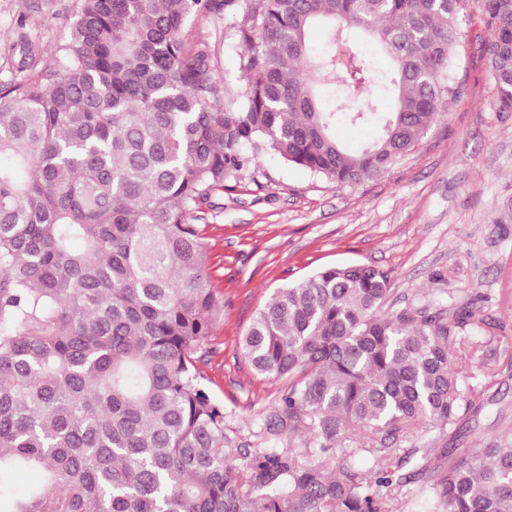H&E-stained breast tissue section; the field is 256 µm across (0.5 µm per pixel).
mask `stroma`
I'll return each instance as SVG.
<instances>
[{
	"instance_id": "stroma-1",
	"label": "stroma",
	"mask_w": 512,
	"mask_h": 512,
	"mask_svg": "<svg viewBox=\"0 0 512 512\" xmlns=\"http://www.w3.org/2000/svg\"><path fill=\"white\" fill-rule=\"evenodd\" d=\"M75 12L76 0H0V72L20 58L8 49L18 29L49 60ZM463 20L468 40L456 70L463 92L388 173L339 187L268 155L230 176L217 194L222 210L205 215L206 274L224 306L200 369L245 447H261L282 385L252 370L240 340L276 289L336 264L388 273L394 307L483 300L480 324L465 330L480 346L481 365L465 385L483 393V410L461 437L417 426L398 447L424 448L432 458L445 448L462 453L482 447L498 418L512 425V112L497 104L482 0H468ZM188 28L238 83L224 21L194 17Z\"/></svg>"
}]
</instances>
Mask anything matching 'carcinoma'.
<instances>
[{"label":"carcinoma","instance_id":"obj_1","mask_svg":"<svg viewBox=\"0 0 512 512\" xmlns=\"http://www.w3.org/2000/svg\"><path fill=\"white\" fill-rule=\"evenodd\" d=\"M79 2L55 59L25 41L0 82V512H389L404 478L432 512H512L506 424L433 468L391 469L407 427L454 436L477 417L454 367L475 360L461 331L476 300L387 309L388 274L357 264L278 289L241 339L257 374L287 381L262 448L235 446L199 368L223 301L198 213L268 153L340 187L402 161L462 94L466 0ZM482 8L512 112V0ZM194 16L230 21L240 84ZM340 124L377 136L351 151ZM304 434L313 447L280 446ZM356 452L370 473L336 464ZM23 471L40 481L7 494Z\"/></svg>","mask_w":512,"mask_h":512}]
</instances>
